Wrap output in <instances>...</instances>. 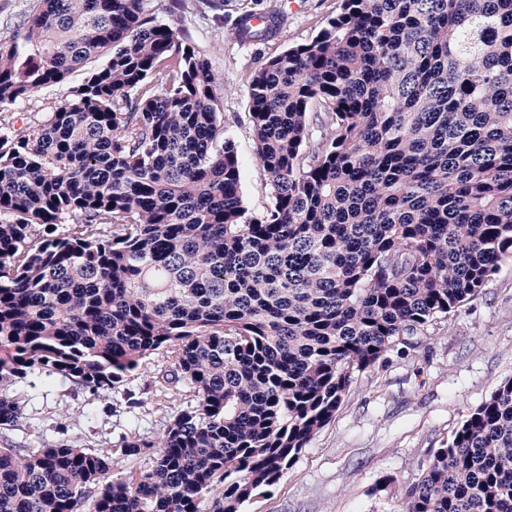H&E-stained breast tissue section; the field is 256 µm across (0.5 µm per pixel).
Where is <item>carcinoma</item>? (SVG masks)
Here are the masks:
<instances>
[{"mask_svg": "<svg viewBox=\"0 0 512 512\" xmlns=\"http://www.w3.org/2000/svg\"><path fill=\"white\" fill-rule=\"evenodd\" d=\"M144 0H38L0 39V512H239L356 374L512 261V0H340L249 82L251 212L220 85ZM240 16L274 39L284 14ZM65 99L23 130L37 92ZM185 401L140 433L133 373ZM119 395L110 447L44 436L26 388ZM149 466L112 475V455ZM402 512H512V379Z\"/></svg>", "mask_w": 512, "mask_h": 512, "instance_id": "carcinoma-1", "label": "carcinoma"}]
</instances>
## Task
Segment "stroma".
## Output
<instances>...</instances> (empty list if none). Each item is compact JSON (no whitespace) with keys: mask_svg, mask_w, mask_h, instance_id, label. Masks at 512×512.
Here are the masks:
<instances>
[{"mask_svg":"<svg viewBox=\"0 0 512 512\" xmlns=\"http://www.w3.org/2000/svg\"><path fill=\"white\" fill-rule=\"evenodd\" d=\"M340 0H145L161 22L187 36L221 80L224 123L241 161L249 210L270 201L267 176L253 151L249 80L266 59L310 41L339 11ZM271 8L285 14L266 43L243 42L236 18ZM512 379V262L502 264L482 292L357 374L335 416L303 449L277 484L244 502L240 512H401L403 490L446 447L469 413ZM29 409L45 435L109 445L124 430L110 399L92 400L35 383Z\"/></svg>","mask_w":512,"mask_h":512,"instance_id":"1","label":"stroma"}]
</instances>
